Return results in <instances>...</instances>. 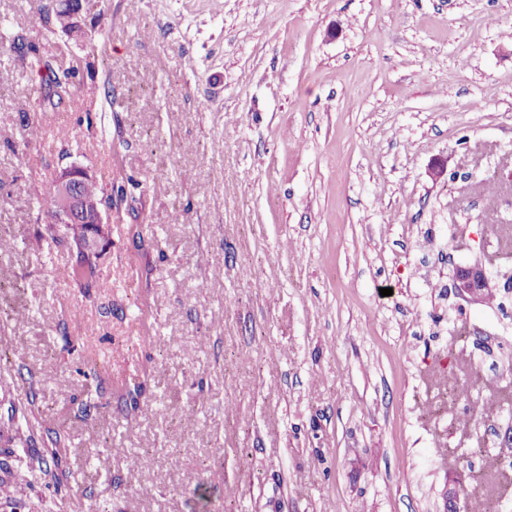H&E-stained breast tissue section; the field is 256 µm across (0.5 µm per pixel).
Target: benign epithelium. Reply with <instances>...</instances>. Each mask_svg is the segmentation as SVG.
<instances>
[{"instance_id":"1","label":"benign epithelium","mask_w":512,"mask_h":512,"mask_svg":"<svg viewBox=\"0 0 512 512\" xmlns=\"http://www.w3.org/2000/svg\"><path fill=\"white\" fill-rule=\"evenodd\" d=\"M53 10L66 13L70 21L76 23L80 18L82 2L57 0ZM93 179L95 175L83 166L72 163L60 167L53 185L56 202L49 223L58 224L64 228L86 227L89 248L102 257L108 245L106 224L112 212L113 201L104 197L93 207L84 202L78 193V186ZM452 288L456 295L467 303L486 305L488 296L496 295L497 284L486 266L474 263L454 270ZM445 497L454 504V512H468L469 499L462 482L458 481L448 486Z\"/></svg>"}]
</instances>
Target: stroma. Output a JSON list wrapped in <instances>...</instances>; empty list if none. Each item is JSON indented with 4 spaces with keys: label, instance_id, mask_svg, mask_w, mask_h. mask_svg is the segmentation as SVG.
Returning <instances> with one entry per match:
<instances>
[{
    "label": "stroma",
    "instance_id": "stroma-1",
    "mask_svg": "<svg viewBox=\"0 0 512 512\" xmlns=\"http://www.w3.org/2000/svg\"><path fill=\"white\" fill-rule=\"evenodd\" d=\"M50 3L0 0V238L73 162L134 201L97 288L0 257V512H512V0H82L80 46ZM476 262L493 305L451 287ZM33 377L63 488L14 476ZM47 74L40 75V88L44 90V100L47 99L53 105H61L69 95L71 74L62 73L59 75L49 65L46 66ZM56 98V103H54Z\"/></svg>",
    "mask_w": 512,
    "mask_h": 512
}]
</instances>
